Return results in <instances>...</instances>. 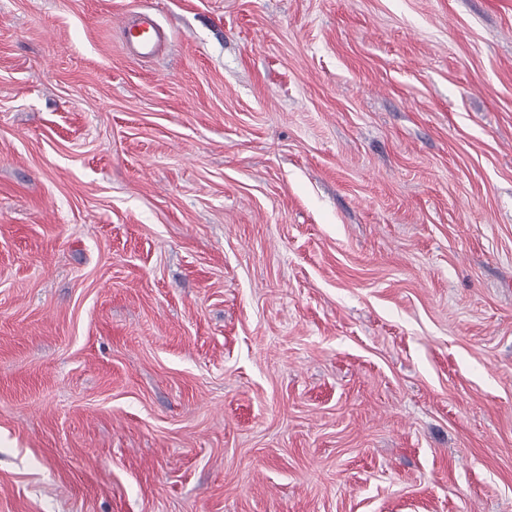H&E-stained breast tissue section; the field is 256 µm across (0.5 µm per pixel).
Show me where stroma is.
Listing matches in <instances>:
<instances>
[{"mask_svg": "<svg viewBox=\"0 0 512 512\" xmlns=\"http://www.w3.org/2000/svg\"><path fill=\"white\" fill-rule=\"evenodd\" d=\"M0 512H512V0H0ZM123 36L140 58L155 57L159 51L162 33L155 17L142 13L134 21L124 26Z\"/></svg>", "mask_w": 512, "mask_h": 512, "instance_id": "35a3bbf8", "label": "stroma"}]
</instances>
